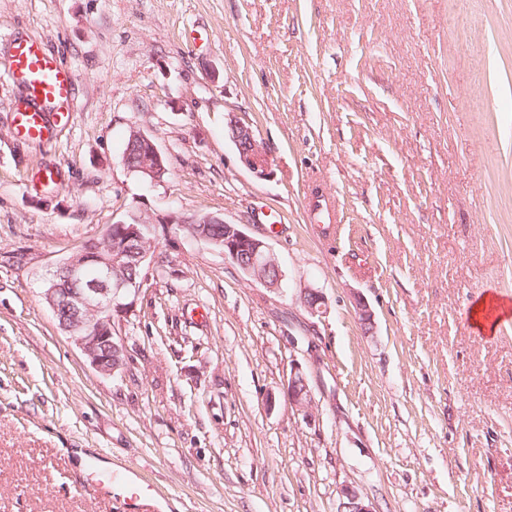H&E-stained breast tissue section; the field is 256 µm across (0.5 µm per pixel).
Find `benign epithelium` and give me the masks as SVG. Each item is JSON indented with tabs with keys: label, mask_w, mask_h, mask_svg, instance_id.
Here are the masks:
<instances>
[{
	"label": "benign epithelium",
	"mask_w": 512,
	"mask_h": 512,
	"mask_svg": "<svg viewBox=\"0 0 512 512\" xmlns=\"http://www.w3.org/2000/svg\"><path fill=\"white\" fill-rule=\"evenodd\" d=\"M232 140L241 161L258 177L269 174L266 154L257 142L252 130L246 126L231 124ZM124 164L132 172H140L156 181L166 172L164 156L154 141L140 130H132L123 155ZM157 224L181 228L192 224L224 225L223 243H215L208 233L198 229L193 238L203 240L220 250L243 274L265 288L279 290L281 274L268 250L267 243L248 233L241 224H231L217 215L185 217L172 213L155 220ZM156 239L144 235L142 224L116 222L107 227L95 246L85 245L79 253L61 263L45 281L44 297L61 330L79 348L89 364L97 371L114 374L123 366L125 346L123 340L113 334L114 319L128 313L134 298L142 290L143 282H137L125 273V258L134 257L143 265L152 257ZM92 264L98 274L90 277L86 266ZM70 284V288L58 286L57 279ZM301 304L312 315L325 308L322 292L304 288L300 292ZM356 314L367 334L374 328V316L368 305L356 299ZM288 403L296 411L311 416L314 402L302 367H292L287 386ZM338 512H376L373 503L354 486L345 485L339 490Z\"/></svg>",
	"instance_id": "1"
}]
</instances>
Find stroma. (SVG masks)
Returning a JSON list of instances; mask_svg holds the SVG:
<instances>
[{"instance_id": "stroma-1", "label": "stroma", "mask_w": 512, "mask_h": 512, "mask_svg": "<svg viewBox=\"0 0 512 512\" xmlns=\"http://www.w3.org/2000/svg\"><path fill=\"white\" fill-rule=\"evenodd\" d=\"M26 34L75 76L44 142L13 122ZM134 129L160 180L125 167ZM41 169L54 182L30 187ZM171 212L245 225L281 288L158 229L165 268L100 373L42 278L109 224ZM489 294L512 305V0H0V512H336L345 485L377 512H512V319L471 326ZM108 473L110 497L89 494ZM232 140L239 153L241 161L257 177H264L269 174V163L266 154L257 142L252 130L249 127L231 124ZM311 207V211L322 219L319 221L320 224H328V229L334 228L331 224H335L337 222L336 209L335 205L329 198L316 191L313 194ZM288 403L297 412H303L305 417H311V409L314 402L312 391L308 385L306 375L302 367H292L287 386Z\"/></svg>"}]
</instances>
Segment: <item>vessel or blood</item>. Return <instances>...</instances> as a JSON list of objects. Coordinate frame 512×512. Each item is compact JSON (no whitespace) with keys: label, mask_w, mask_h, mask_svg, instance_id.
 I'll return each instance as SVG.
<instances>
[{"label":"vessel or blood","mask_w":512,"mask_h":512,"mask_svg":"<svg viewBox=\"0 0 512 512\" xmlns=\"http://www.w3.org/2000/svg\"><path fill=\"white\" fill-rule=\"evenodd\" d=\"M9 76L24 94L15 105V130L22 137L43 141L68 116L74 75L41 42L17 38L10 45Z\"/></svg>","instance_id":"1"}]
</instances>
